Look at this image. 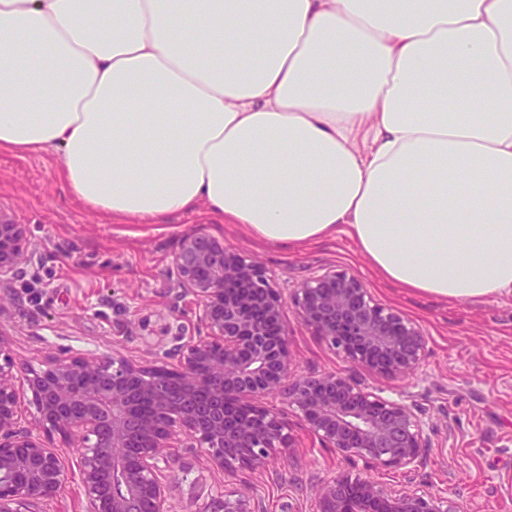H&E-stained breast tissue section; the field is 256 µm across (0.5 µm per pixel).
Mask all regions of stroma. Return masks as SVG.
I'll use <instances>...</instances> for the list:
<instances>
[{
	"mask_svg": "<svg viewBox=\"0 0 512 512\" xmlns=\"http://www.w3.org/2000/svg\"><path fill=\"white\" fill-rule=\"evenodd\" d=\"M60 164L56 154L0 153V212L28 225L33 250L0 290V330L14 360L37 366L67 348L104 352L116 342L134 359L155 351L177 355L182 320L164 273L180 235L202 225L261 262L284 292L333 265L414 319L427 337L418 371L371 376L368 384L385 397L416 393L436 426L425 481L461 512H512V295L458 301L405 291L378 278L342 234L296 247L256 241L243 225L202 214L118 223L67 192L57 178ZM288 328L298 372L344 368L342 357L296 317ZM288 427L293 448L272 451L264 469L238 474L235 482L258 494L266 512H314L308 476L328 478L348 466L320 447L296 415ZM166 474L179 512H202L224 487L197 448L177 449Z\"/></svg>",
	"mask_w": 512,
	"mask_h": 512,
	"instance_id": "1",
	"label": "stroma"
}]
</instances>
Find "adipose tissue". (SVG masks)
Here are the masks:
<instances>
[{
    "instance_id": "ef3b65f1",
    "label": "adipose tissue",
    "mask_w": 512,
    "mask_h": 512,
    "mask_svg": "<svg viewBox=\"0 0 512 512\" xmlns=\"http://www.w3.org/2000/svg\"><path fill=\"white\" fill-rule=\"evenodd\" d=\"M1 150L60 154L115 220L203 205L270 244L345 233L412 292L510 295L512 0H0Z\"/></svg>"
}]
</instances>
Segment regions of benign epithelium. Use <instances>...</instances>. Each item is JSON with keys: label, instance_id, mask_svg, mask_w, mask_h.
Masks as SVG:
<instances>
[{"label": "benign epithelium", "instance_id": "7a95c632", "mask_svg": "<svg viewBox=\"0 0 512 512\" xmlns=\"http://www.w3.org/2000/svg\"><path fill=\"white\" fill-rule=\"evenodd\" d=\"M31 255L27 225L0 213V284ZM167 278L186 300L179 316L196 325L174 363L156 353L144 364L114 346L67 351L35 368L16 364L0 337V512H36L61 495L72 470L83 512H176L161 476L174 449L199 448L234 475L264 467L273 448L293 447L284 414L266 405L273 393L322 447L404 474L388 489L346 472L313 480L316 512H458L417 484L434 431L414 393L386 398L360 379L418 369L426 336L414 320L334 267L286 297L266 268L202 228L180 237ZM289 306L348 368L296 373ZM69 448L80 449L78 459ZM218 512L265 508L226 484Z\"/></svg>", "mask_w": 512, "mask_h": 512}]
</instances>
